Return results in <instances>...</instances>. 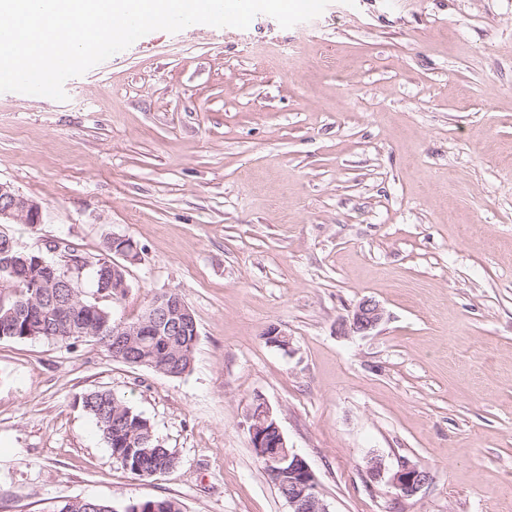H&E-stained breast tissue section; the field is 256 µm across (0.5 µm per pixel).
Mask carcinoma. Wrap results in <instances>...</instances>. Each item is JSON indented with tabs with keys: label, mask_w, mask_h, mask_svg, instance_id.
<instances>
[{
	"label": "carcinoma",
	"mask_w": 512,
	"mask_h": 512,
	"mask_svg": "<svg viewBox=\"0 0 512 512\" xmlns=\"http://www.w3.org/2000/svg\"><path fill=\"white\" fill-rule=\"evenodd\" d=\"M36 289L32 281L15 279L0 273V318L12 310L32 308L45 313L59 306L78 311V318L92 323L98 320L97 311L103 307L83 298L77 288H53L45 291L39 299L34 298ZM178 336H149L143 344V367L158 370L162 366L182 375L191 367L194 355L182 354L178 350ZM84 409L94 418L99 431L112 450V455L130 474L138 478H151L168 471L174 454L158 444L154 434L148 430V420L134 410L123 399L108 390H91L82 398ZM98 506L96 512H118L108 501L82 499L60 505L58 512H89L88 505ZM182 512L175 498L138 500L128 504L125 512Z\"/></svg>",
	"instance_id": "obj_1"
}]
</instances>
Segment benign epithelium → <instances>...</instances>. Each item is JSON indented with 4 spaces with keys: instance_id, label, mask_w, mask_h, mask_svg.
Masks as SVG:
<instances>
[{
    "instance_id": "7a95c632",
    "label": "benign epithelium",
    "mask_w": 512,
    "mask_h": 512,
    "mask_svg": "<svg viewBox=\"0 0 512 512\" xmlns=\"http://www.w3.org/2000/svg\"><path fill=\"white\" fill-rule=\"evenodd\" d=\"M7 219L19 224H38L41 220V206L18 194L10 186L0 183V220ZM7 251L0 260V269L13 277L25 278L29 274V262L9 256L14 243L7 242ZM139 259L135 243L125 237H112V257L98 263L100 296L112 299V295L122 294L129 288L128 264ZM43 269V276L35 284L37 288H58L66 282L78 284L77 274L85 264L81 259H69L62 268L43 258L36 260ZM384 318L381 306L371 299L358 303L349 319L339 323L338 331L349 336L367 335L374 331ZM195 320L194 314L181 295L167 291L157 295L149 307L146 319L138 323H118L112 328L114 344L113 358L128 365L134 362L135 345L139 337L146 335L148 327L155 324L170 328L180 327ZM249 433L253 450L264 456V449L276 448L275 466L267 470L274 483L288 478V494L285 500L291 512H328L321 498L315 474L306 460L288 447L279 421L270 405L262 397H257L249 410ZM429 472L408 461L401 462L397 469L389 472L388 483L401 495L410 497L427 484Z\"/></svg>"
}]
</instances>
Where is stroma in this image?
<instances>
[{
  "mask_svg": "<svg viewBox=\"0 0 512 512\" xmlns=\"http://www.w3.org/2000/svg\"><path fill=\"white\" fill-rule=\"evenodd\" d=\"M64 89L0 93V182L43 208L5 232L59 264L132 239L113 320L173 290L199 336L177 377L86 339H0V512H290L250 444L258 396L329 512H512V0L157 30ZM365 299L382 322L340 335ZM94 389L147 418L175 467L123 469L82 406ZM375 456L430 480L399 497L370 480ZM135 506H139L140 512H182L179 501L168 497L138 500L128 504L122 512H134Z\"/></svg>",
  "mask_w": 512,
  "mask_h": 512,
  "instance_id": "35a3bbf8",
  "label": "stroma"
}]
</instances>
